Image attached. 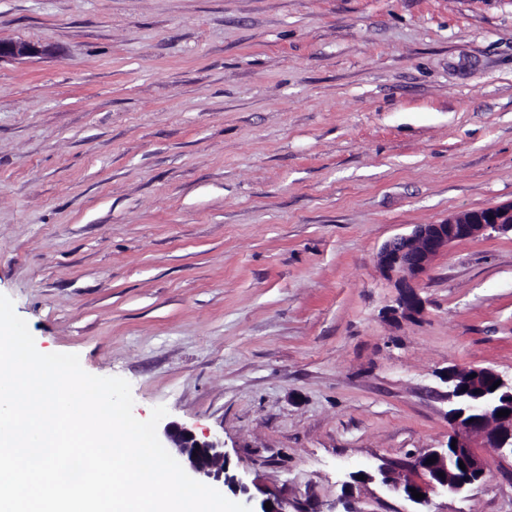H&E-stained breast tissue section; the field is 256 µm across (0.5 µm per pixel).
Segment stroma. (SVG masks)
Here are the masks:
<instances>
[{
  "label": "stroma",
  "instance_id": "stroma-1",
  "mask_svg": "<svg viewBox=\"0 0 512 512\" xmlns=\"http://www.w3.org/2000/svg\"><path fill=\"white\" fill-rule=\"evenodd\" d=\"M0 294L39 352L224 441L286 512H415L352 473L512 373V233L393 317L381 246L512 202V0H0ZM433 512H512V465ZM51 48L25 41L0 40V62L48 55Z\"/></svg>",
  "mask_w": 512,
  "mask_h": 512
}]
</instances>
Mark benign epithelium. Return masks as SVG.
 <instances>
[{
  "instance_id": "1",
  "label": "benign epithelium",
  "mask_w": 512,
  "mask_h": 512,
  "mask_svg": "<svg viewBox=\"0 0 512 512\" xmlns=\"http://www.w3.org/2000/svg\"><path fill=\"white\" fill-rule=\"evenodd\" d=\"M51 48L25 41L0 40V62L48 55ZM512 232V203L453 214L435 224H418L409 235L386 241L377 255L381 275L397 289L393 312L403 317L424 313L419 288L435 259L457 242ZM448 400V438L456 440L453 452L429 449L403 472L385 464L354 475L379 482L415 504L428 506L438 495L461 497L481 487L492 473L493 463L512 461V376L492 368L452 365L440 374ZM501 410L511 414L499 417ZM162 436L177 450L186 472L206 482L224 477V442L217 437L200 439L196 433L171 422ZM491 448L495 458L484 449ZM436 462H430V459ZM465 468H460L459 463ZM424 494L415 499L412 491Z\"/></svg>"
}]
</instances>
